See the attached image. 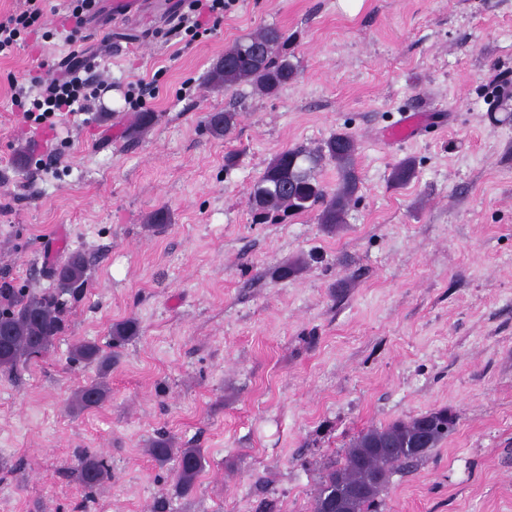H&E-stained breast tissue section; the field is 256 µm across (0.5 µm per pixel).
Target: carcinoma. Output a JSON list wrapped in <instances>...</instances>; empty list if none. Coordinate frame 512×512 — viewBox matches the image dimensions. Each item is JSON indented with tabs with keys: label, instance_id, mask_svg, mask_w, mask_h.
Returning a JSON list of instances; mask_svg holds the SVG:
<instances>
[{
	"label": "carcinoma",
	"instance_id": "cac0c4a2",
	"mask_svg": "<svg viewBox=\"0 0 512 512\" xmlns=\"http://www.w3.org/2000/svg\"><path fill=\"white\" fill-rule=\"evenodd\" d=\"M288 36L280 29L268 27L237 41L224 51L208 74L213 90H229L242 84L251 86L262 96H275L293 83L297 67L288 59ZM154 121V113L138 112L128 130L135 140ZM237 121L233 110L210 112L205 123L215 138L228 137ZM358 144L346 133H334L314 148L297 146L277 153L262 175L252 185L248 203L255 224H279L291 216L317 210L316 220L329 228L347 223L348 211L358 191L360 178L356 171ZM336 165L338 182L333 190L317 178L316 170L324 163ZM414 175L413 163L405 159L394 165L390 181L400 186ZM89 257L73 250L52 264L48 270L50 287L40 293L22 287L0 284V373L12 375L27 361L46 355L54 349L65 329L68 298H74L88 285ZM139 335L133 319L112 324L111 344L104 350L98 343L78 340L69 351V361L94 364L99 377L79 389L72 400L80 412L101 406L109 397L108 375L119 360L120 349ZM450 409L440 408L409 420H396L384 426H372L353 437L339 458L323 466L313 493L311 512H325L327 502L340 496L346 512H372L377 499L387 488L384 481L366 497L351 495V489L366 484L369 473L379 471L391 477L400 469L414 466L426 455L415 451L414 439L428 430L427 448H435L448 437L444 424ZM146 452L158 464H172L174 489L187 496L196 487L205 468L201 448H179L176 438L160 434L149 441ZM82 486L90 493L103 488L111 479L108 461L87 451L77 458L75 467Z\"/></svg>",
	"mask_w": 512,
	"mask_h": 512
}]
</instances>
